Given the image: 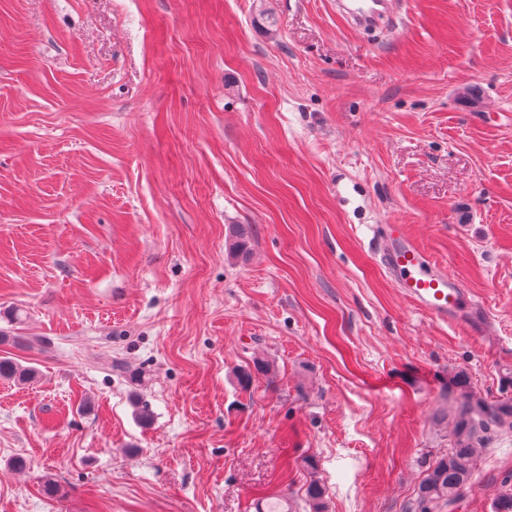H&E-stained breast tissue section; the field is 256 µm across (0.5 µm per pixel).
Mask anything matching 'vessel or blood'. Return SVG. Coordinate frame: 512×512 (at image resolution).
Wrapping results in <instances>:
<instances>
[{
	"mask_svg": "<svg viewBox=\"0 0 512 512\" xmlns=\"http://www.w3.org/2000/svg\"><path fill=\"white\" fill-rule=\"evenodd\" d=\"M336 5L361 29L376 27L390 12V0H336ZM378 257L404 297L422 313L456 325L487 322V313L462 282L448 276L402 225H388L379 239Z\"/></svg>",
	"mask_w": 512,
	"mask_h": 512,
	"instance_id": "1",
	"label": "vessel or blood"
}]
</instances>
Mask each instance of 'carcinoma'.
<instances>
[{
    "label": "carcinoma",
    "mask_w": 512,
    "mask_h": 512,
    "mask_svg": "<svg viewBox=\"0 0 512 512\" xmlns=\"http://www.w3.org/2000/svg\"><path fill=\"white\" fill-rule=\"evenodd\" d=\"M229 250L234 257L248 253L247 236L240 228L229 230ZM37 376L10 356L0 357V378L30 383ZM452 448L432 464L417 491L418 512H437L460 497L469 485L478 459L493 437L512 433V405L490 404L472 391L464 390L456 400L451 417ZM309 512H327V489L317 480L305 489Z\"/></svg>",
    "instance_id": "obj_1"
}]
</instances>
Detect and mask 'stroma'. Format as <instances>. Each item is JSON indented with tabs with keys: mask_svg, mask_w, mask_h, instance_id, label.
Returning a JSON list of instances; mask_svg holds the SVG:
<instances>
[{
	"mask_svg": "<svg viewBox=\"0 0 512 512\" xmlns=\"http://www.w3.org/2000/svg\"><path fill=\"white\" fill-rule=\"evenodd\" d=\"M397 2L378 36L334 0H0V329L38 372L0 379V512H306L313 479L414 512L461 387L512 403V0ZM381 224L490 322L411 305ZM511 489L509 434L439 512Z\"/></svg>",
	"mask_w": 512,
	"mask_h": 512,
	"instance_id": "stroma-1",
	"label": "stroma"
}]
</instances>
